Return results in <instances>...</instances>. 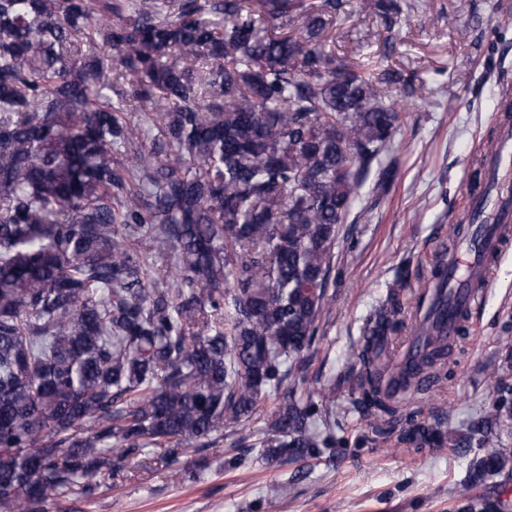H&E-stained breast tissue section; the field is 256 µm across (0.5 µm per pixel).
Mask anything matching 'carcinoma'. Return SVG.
I'll use <instances>...</instances> for the list:
<instances>
[{
	"instance_id": "obj_1",
	"label": "carcinoma",
	"mask_w": 512,
	"mask_h": 512,
	"mask_svg": "<svg viewBox=\"0 0 512 512\" xmlns=\"http://www.w3.org/2000/svg\"><path fill=\"white\" fill-rule=\"evenodd\" d=\"M340 0H0V512L91 498L152 447L172 465L275 394L271 463L334 448L298 395L334 250L401 121L370 61L324 46ZM430 0H362L393 18ZM141 112L162 142L133 138ZM396 170H378L388 191ZM399 287L366 320L354 410L381 442L448 436L384 397L375 336L412 332ZM408 395L438 386L436 334ZM512 383L458 448L472 490L512 473Z\"/></svg>"
}]
</instances>
